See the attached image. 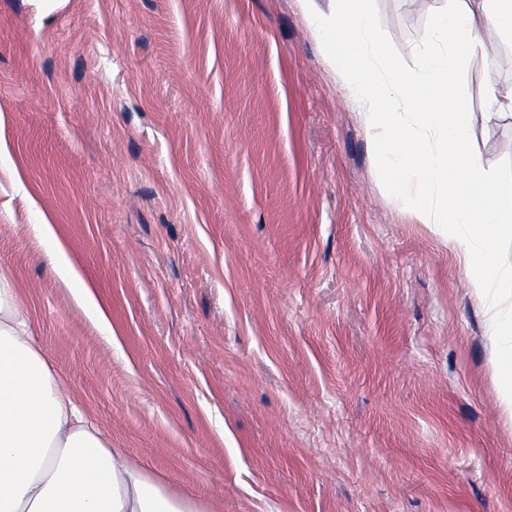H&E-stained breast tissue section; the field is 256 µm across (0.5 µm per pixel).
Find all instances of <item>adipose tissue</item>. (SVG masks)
Here are the masks:
<instances>
[{"label": "adipose tissue", "instance_id": "adipose-tissue-1", "mask_svg": "<svg viewBox=\"0 0 512 512\" xmlns=\"http://www.w3.org/2000/svg\"><path fill=\"white\" fill-rule=\"evenodd\" d=\"M327 61L364 122L375 166L404 211L462 260L488 315L500 402L512 417V192L473 153V114L458 94L460 65H489L487 28L512 33V0H448L437 10L411 72H393L369 0H298ZM0 512H206L145 463L119 459L82 412L31 334L16 291L0 279Z\"/></svg>", "mask_w": 512, "mask_h": 512}]
</instances>
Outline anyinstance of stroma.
Here are the masks:
<instances>
[{"label": "stroma", "instance_id": "stroma-1", "mask_svg": "<svg viewBox=\"0 0 512 512\" xmlns=\"http://www.w3.org/2000/svg\"><path fill=\"white\" fill-rule=\"evenodd\" d=\"M443 4L370 0L391 62ZM482 37L458 91L512 184ZM365 109L297 0H0V278L113 447L211 512H512L485 313Z\"/></svg>", "mask_w": 512, "mask_h": 512}]
</instances>
